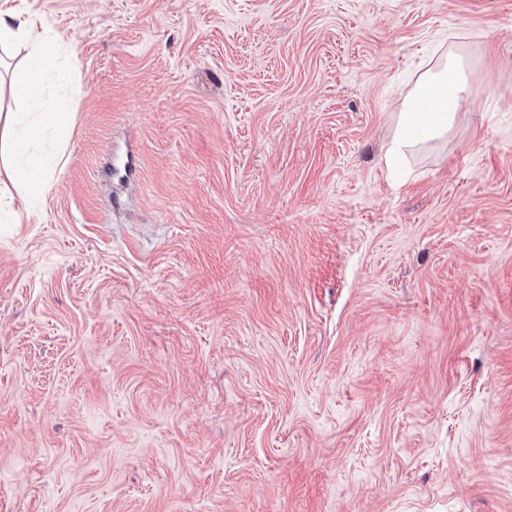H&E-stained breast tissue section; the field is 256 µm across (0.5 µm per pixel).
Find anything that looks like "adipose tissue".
I'll return each instance as SVG.
<instances>
[{
	"instance_id": "1",
	"label": "adipose tissue",
	"mask_w": 512,
	"mask_h": 512,
	"mask_svg": "<svg viewBox=\"0 0 512 512\" xmlns=\"http://www.w3.org/2000/svg\"><path fill=\"white\" fill-rule=\"evenodd\" d=\"M16 42L23 44L26 56L12 83L16 108L0 113V211L12 207L15 199L27 202L44 192L55 168L33 163L32 155L48 142L63 149L71 133L70 113L38 105L43 78L60 57L61 44L39 32L32 17L0 12V47ZM469 95L467 64L461 55L448 52L428 67L397 114L387 166L398 169L402 160L446 137ZM429 99L436 110L419 119L416 109Z\"/></svg>"
}]
</instances>
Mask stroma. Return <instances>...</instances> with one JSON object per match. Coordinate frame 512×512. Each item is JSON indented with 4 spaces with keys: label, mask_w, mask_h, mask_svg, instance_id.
<instances>
[{
    "label": "stroma",
    "mask_w": 512,
    "mask_h": 512,
    "mask_svg": "<svg viewBox=\"0 0 512 512\" xmlns=\"http://www.w3.org/2000/svg\"><path fill=\"white\" fill-rule=\"evenodd\" d=\"M0 11L74 114L0 223V512H512V0ZM470 96L467 64L461 55L449 51L429 66L418 78L415 87L397 113L391 146L386 154L390 169H398L402 160L447 136L452 129L463 101ZM435 99L436 112L430 102ZM417 112H430L419 122Z\"/></svg>",
    "instance_id": "35a3bbf8"
}]
</instances>
